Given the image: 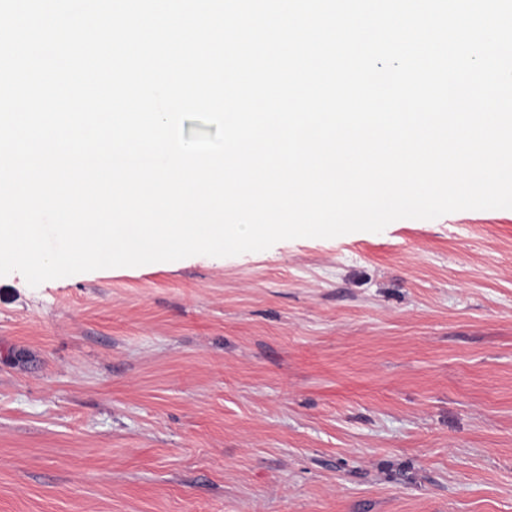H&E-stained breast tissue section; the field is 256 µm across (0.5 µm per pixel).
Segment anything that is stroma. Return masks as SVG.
Wrapping results in <instances>:
<instances>
[{"label": "stroma", "instance_id": "1", "mask_svg": "<svg viewBox=\"0 0 512 512\" xmlns=\"http://www.w3.org/2000/svg\"><path fill=\"white\" fill-rule=\"evenodd\" d=\"M0 512H512V209L0 277Z\"/></svg>", "mask_w": 512, "mask_h": 512}]
</instances>
